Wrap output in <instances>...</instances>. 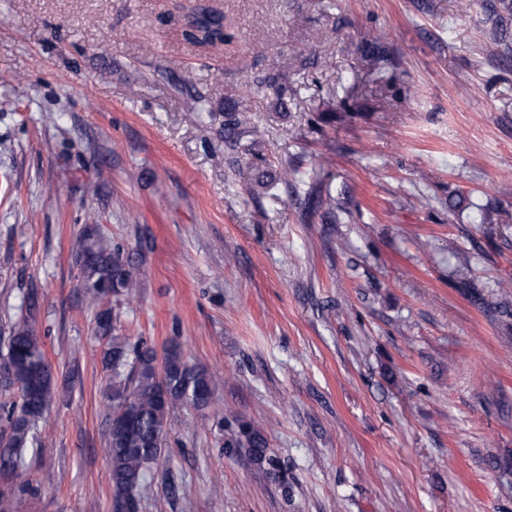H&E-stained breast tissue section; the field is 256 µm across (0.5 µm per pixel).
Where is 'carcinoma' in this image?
Wrapping results in <instances>:
<instances>
[{
    "label": "carcinoma",
    "instance_id": "obj_1",
    "mask_svg": "<svg viewBox=\"0 0 512 512\" xmlns=\"http://www.w3.org/2000/svg\"><path fill=\"white\" fill-rule=\"evenodd\" d=\"M185 39L197 46L221 48L230 38L224 31V15L201 9L190 16ZM224 133L260 135L244 112L224 113ZM74 261L82 276L85 304L96 309V331L111 338L103 363L112 373V409L120 413L121 425L109 428L105 452L109 458L115 505L121 512H138L133 492L145 478L148 466L157 461L171 410L178 404L207 408L214 395V382L202 367L192 364L177 351L166 352L165 370L157 365L155 349L129 344L112 335V308L103 306L107 296L129 301L137 295L139 270L125 260L112 241L94 224L84 226L74 247ZM53 371L38 336L25 324L12 329L6 353L0 356V393L11 397L0 402V475L8 479L20 474L28 449L43 452L37 424L49 404ZM231 453H244L253 463L272 465L266 439L248 422L224 439ZM35 495L27 480L0 489V512H19L26 498Z\"/></svg>",
    "mask_w": 512,
    "mask_h": 512
}]
</instances>
